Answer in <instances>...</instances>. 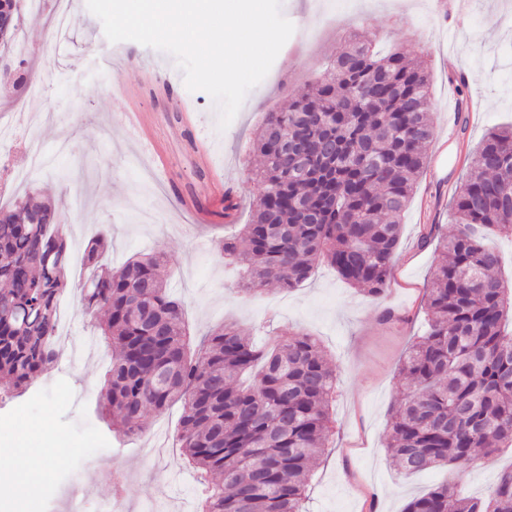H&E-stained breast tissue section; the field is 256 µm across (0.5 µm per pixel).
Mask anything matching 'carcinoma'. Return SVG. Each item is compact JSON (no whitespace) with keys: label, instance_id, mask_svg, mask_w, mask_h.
Masks as SVG:
<instances>
[{"label":"carcinoma","instance_id":"carcinoma-1","mask_svg":"<svg viewBox=\"0 0 512 512\" xmlns=\"http://www.w3.org/2000/svg\"><path fill=\"white\" fill-rule=\"evenodd\" d=\"M424 61L350 39L314 82L292 91L256 136L263 191L251 222L219 250L247 269L243 291L291 290L324 260L346 283L386 292L402 215L434 137ZM308 149L307 173L280 141ZM455 232L427 225L419 246L444 253L425 298L428 330L401 368L389 448L401 470L466 468L512 447V287L497 276L488 236H512V126L486 133L452 201ZM106 235L92 239L80 284L85 312L112 342L102 409L126 435L146 409L183 403L180 446L194 468L222 481L201 512H304L311 468L328 448L337 374L319 342L295 333L257 347L237 329L210 332L189 355L183 304L168 291L165 261L136 256L104 267ZM70 249L61 213L29 197L0 208V375L15 389L57 358L59 300ZM455 477L411 499L404 512H512V470L483 498H461Z\"/></svg>","mask_w":512,"mask_h":512}]
</instances>
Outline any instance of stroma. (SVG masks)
<instances>
[{"instance_id": "stroma-1", "label": "stroma", "mask_w": 512, "mask_h": 512, "mask_svg": "<svg viewBox=\"0 0 512 512\" xmlns=\"http://www.w3.org/2000/svg\"><path fill=\"white\" fill-rule=\"evenodd\" d=\"M55 2L42 0L37 10L21 4L19 46L5 55L24 62L29 82L0 80V122L16 133L0 140V157L18 172L0 174V205L38 192L60 208L71 246L70 288L58 308L66 329L55 338L57 362L34 384L16 392L0 379V448H59L46 479L59 492L45 500L41 489L0 475V512H71L66 487L73 481L90 512L110 501L116 512H144L151 503L159 512H200L206 483L178 445L181 401L147 410L144 430L131 437L119 436L97 411L112 347L91 326L79 284L85 249L104 228L112 267L140 253L164 258L193 339L231 322L259 346L273 331L320 341L339 376L331 406L336 429L310 477L306 512H403L414 496L447 480L446 466L415 475L399 470L387 446L389 410L400 396L405 353L427 328L421 301L438 255L417 248L420 231L436 224L453 232L450 203L477 143L512 124V0H281L295 31L223 131L211 97L186 88L171 55L109 42L86 0H69L68 26L59 30ZM352 34L427 61L430 119L443 145L429 157L404 214L393 280L384 296L372 298L321 263L298 288L269 285L251 296L217 249L250 221L261 191L251 145L265 112L280 109ZM458 111L471 116L462 129L448 123ZM197 150L209 153V169L194 165ZM228 194L236 204L229 219ZM387 308L407 314V322H383ZM21 422L32 425L31 434H16ZM116 467L126 474L118 501ZM509 468L512 447L465 470L458 487L482 496Z\"/></svg>"}]
</instances>
